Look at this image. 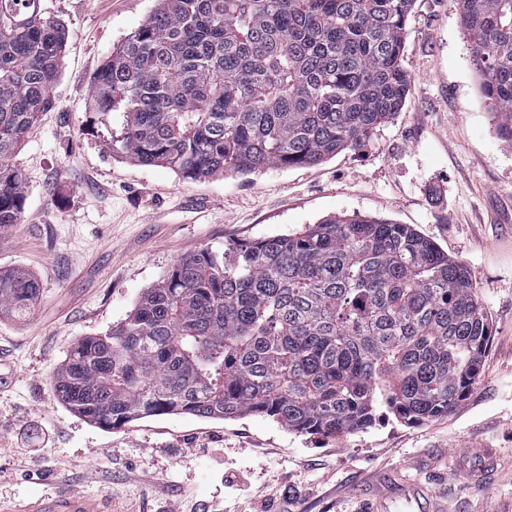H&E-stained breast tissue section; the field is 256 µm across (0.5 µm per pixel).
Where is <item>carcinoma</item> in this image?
I'll list each match as a JSON object with an SVG mask.
<instances>
[{
	"label": "carcinoma",
	"mask_w": 512,
	"mask_h": 512,
	"mask_svg": "<svg viewBox=\"0 0 512 512\" xmlns=\"http://www.w3.org/2000/svg\"><path fill=\"white\" fill-rule=\"evenodd\" d=\"M0 0V233L21 223L14 158L52 107L68 33ZM414 0H157L94 73L87 109L122 113L127 160L201 180L310 166L361 146L405 102ZM497 134L512 144V0H456ZM37 277L0 271V315ZM491 326L468 267L409 224L332 216L181 258L53 376L107 429L152 416L258 415L331 437L378 406L420 423L479 375Z\"/></svg>",
	"instance_id": "1"
}]
</instances>
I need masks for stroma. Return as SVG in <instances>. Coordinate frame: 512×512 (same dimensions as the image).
I'll return each instance as SVG.
<instances>
[{
    "instance_id": "obj_1",
    "label": "stroma",
    "mask_w": 512,
    "mask_h": 512,
    "mask_svg": "<svg viewBox=\"0 0 512 512\" xmlns=\"http://www.w3.org/2000/svg\"><path fill=\"white\" fill-rule=\"evenodd\" d=\"M156 6L40 0L68 42L54 106L15 158L21 222L0 234V270L41 284L27 318H0V502L65 484L110 496L114 512H244V494L269 487L266 512H512V146L485 107L453 0H415L409 95L364 146L202 181L113 153L120 113L86 108L95 70ZM334 214L412 225L470 269L492 336L448 415H384L324 438L262 416L105 429L62 404L51 380L74 344L107 333L181 257Z\"/></svg>"
}]
</instances>
